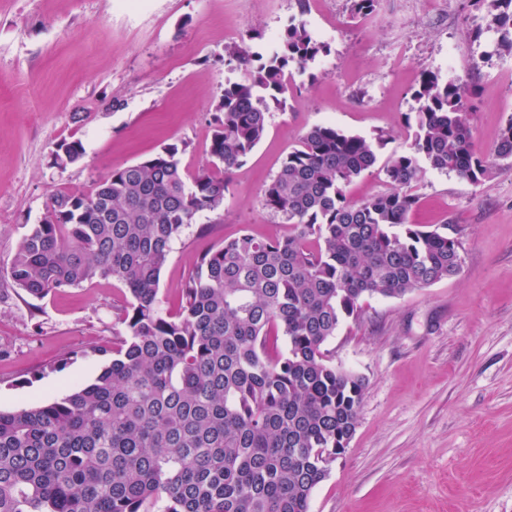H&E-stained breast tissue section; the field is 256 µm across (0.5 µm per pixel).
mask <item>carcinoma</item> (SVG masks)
Returning a JSON list of instances; mask_svg holds the SVG:
<instances>
[{
  "label": "carcinoma",
  "instance_id": "obj_1",
  "mask_svg": "<svg viewBox=\"0 0 512 512\" xmlns=\"http://www.w3.org/2000/svg\"><path fill=\"white\" fill-rule=\"evenodd\" d=\"M478 2L512 53V0ZM324 51L293 19L271 55L233 50L243 74L218 105L214 165L227 173L245 162L271 106L286 102L290 68L303 73ZM471 95L424 71L408 142L380 169L389 189L360 202L347 187L394 137L311 127L261 196L292 232L243 231L200 255L172 310L159 298L171 244L223 205L226 177L187 179L184 142L111 168L88 192H53L0 281L42 300L112 279L131 300L125 334L92 348L108 358L92 383L0 410V512H309L355 432L365 387L330 363L327 344L364 298H400L460 272L459 241L408 224L410 188L430 171L480 185L512 162V119L491 153L476 148ZM84 155L82 142L63 141L52 164L64 170Z\"/></svg>",
  "mask_w": 512,
  "mask_h": 512
}]
</instances>
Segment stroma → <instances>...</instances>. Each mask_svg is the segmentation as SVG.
Masks as SVG:
<instances>
[{"label": "stroma", "mask_w": 512, "mask_h": 512, "mask_svg": "<svg viewBox=\"0 0 512 512\" xmlns=\"http://www.w3.org/2000/svg\"><path fill=\"white\" fill-rule=\"evenodd\" d=\"M350 0H0V266L50 194L90 190L110 168L187 143L188 176L208 168L230 55L279 41L290 19L328 46L294 74L283 108L247 161L228 174L223 206L171 245L159 296L176 304L196 258L246 230L291 228L261 205L264 186L309 128L330 124L373 137L399 130L418 103L423 69L473 90L469 119L482 150L512 120V54L475 0H376L374 23ZM63 140L83 159L51 167ZM409 223L459 237V275L404 297L365 300L327 345L330 362L366 380L356 432L309 512H512V166L476 186L427 173ZM129 295L95 280L23 303L0 289V410L90 384L105 364L90 354L121 330Z\"/></svg>", "instance_id": "obj_1"}]
</instances>
